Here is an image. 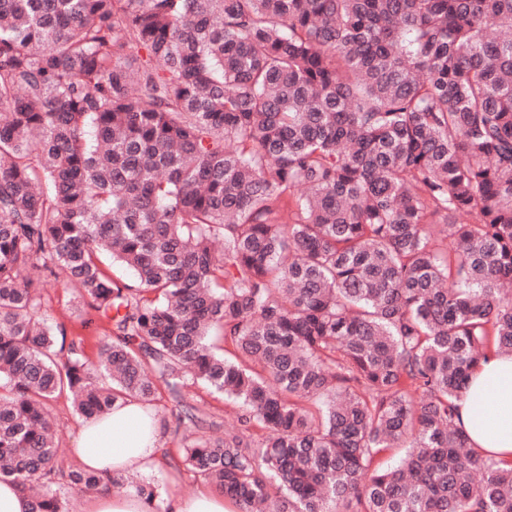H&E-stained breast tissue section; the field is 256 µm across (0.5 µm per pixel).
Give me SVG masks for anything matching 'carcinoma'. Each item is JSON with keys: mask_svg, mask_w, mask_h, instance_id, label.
Listing matches in <instances>:
<instances>
[{"mask_svg": "<svg viewBox=\"0 0 512 512\" xmlns=\"http://www.w3.org/2000/svg\"><path fill=\"white\" fill-rule=\"evenodd\" d=\"M46 274L112 324L97 365ZM503 353L512 0H0V481L31 512L125 485L54 486L53 399L161 386L169 464L238 512H512L459 424ZM187 397L197 400V403L205 409L207 413L212 415L215 422V431L211 434L224 436V428H228L234 423L232 416L225 414L224 400L217 395H211L208 391L199 385H188L185 388Z\"/></svg>", "mask_w": 512, "mask_h": 512, "instance_id": "1", "label": "carcinoma"}]
</instances>
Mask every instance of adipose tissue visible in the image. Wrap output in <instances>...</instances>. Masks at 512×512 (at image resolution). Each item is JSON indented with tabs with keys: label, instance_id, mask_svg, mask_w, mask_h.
<instances>
[{
	"label": "adipose tissue",
	"instance_id": "ef3b65f1",
	"mask_svg": "<svg viewBox=\"0 0 512 512\" xmlns=\"http://www.w3.org/2000/svg\"><path fill=\"white\" fill-rule=\"evenodd\" d=\"M460 423L475 446L494 455L512 453V354L483 363L462 394ZM78 463L105 474L144 473L164 453L161 420L137 400L81 421L75 443Z\"/></svg>",
	"mask_w": 512,
	"mask_h": 512
}]
</instances>
